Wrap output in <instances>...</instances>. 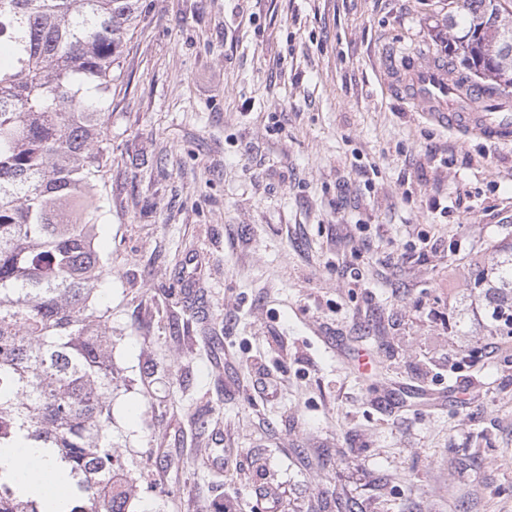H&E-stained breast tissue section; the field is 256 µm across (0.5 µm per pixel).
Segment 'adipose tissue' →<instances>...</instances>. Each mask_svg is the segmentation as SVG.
<instances>
[{
	"label": "adipose tissue",
	"mask_w": 512,
	"mask_h": 512,
	"mask_svg": "<svg viewBox=\"0 0 512 512\" xmlns=\"http://www.w3.org/2000/svg\"><path fill=\"white\" fill-rule=\"evenodd\" d=\"M48 455L45 448H0V474L16 480L21 491L43 497L50 512H64L58 491L68 477L48 463Z\"/></svg>",
	"instance_id": "ef3b65f1"
}]
</instances>
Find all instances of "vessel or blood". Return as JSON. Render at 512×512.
<instances>
[{"instance_id": "obj_1", "label": "vessel or blood", "mask_w": 512, "mask_h": 512, "mask_svg": "<svg viewBox=\"0 0 512 512\" xmlns=\"http://www.w3.org/2000/svg\"><path fill=\"white\" fill-rule=\"evenodd\" d=\"M388 72L402 97L420 107L429 121L490 143H512V111L502 106L492 112L476 110L485 93L477 86L457 83L446 60L430 57L413 64L392 60Z\"/></svg>"}]
</instances>
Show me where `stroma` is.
I'll use <instances>...</instances> for the list:
<instances>
[{
    "mask_svg": "<svg viewBox=\"0 0 512 512\" xmlns=\"http://www.w3.org/2000/svg\"><path fill=\"white\" fill-rule=\"evenodd\" d=\"M443 4L140 0L96 241L130 512H512V336L456 318L512 144L382 66Z\"/></svg>",
    "mask_w": 512,
    "mask_h": 512,
    "instance_id": "1",
    "label": "stroma"
}]
</instances>
